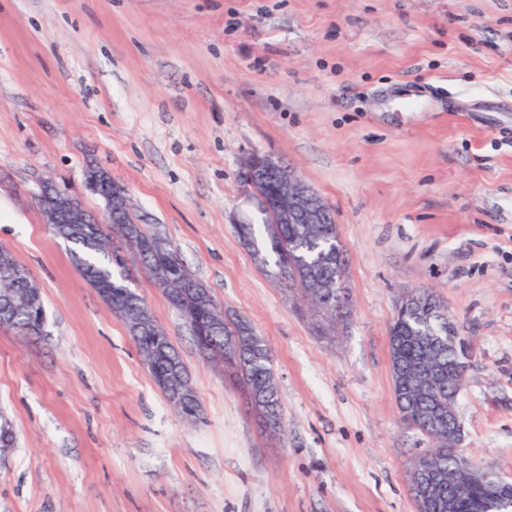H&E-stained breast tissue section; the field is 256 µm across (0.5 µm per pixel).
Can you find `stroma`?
<instances>
[{"instance_id":"obj_1","label":"stroma","mask_w":512,"mask_h":512,"mask_svg":"<svg viewBox=\"0 0 512 512\" xmlns=\"http://www.w3.org/2000/svg\"><path fill=\"white\" fill-rule=\"evenodd\" d=\"M413 83L440 105L403 110ZM251 153L332 210L350 315L327 332L238 235L261 221ZM90 164L263 337L285 435L131 255L199 417L170 406L38 205L45 179L103 215ZM0 248L46 314L40 336L0 328V512H417L429 442L396 408L388 327L418 288L469 345L458 448L512 476V0H0ZM433 454L430 448H424L415 457L413 468L410 472L413 493L422 496L424 489L432 484L442 483L446 476L430 465Z\"/></svg>"}]
</instances>
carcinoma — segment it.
I'll list each match as a JSON object with an SVG mask.
<instances>
[{
	"label": "carcinoma",
	"instance_id": "cac0c4a2",
	"mask_svg": "<svg viewBox=\"0 0 512 512\" xmlns=\"http://www.w3.org/2000/svg\"><path fill=\"white\" fill-rule=\"evenodd\" d=\"M58 235L71 237L73 255L81 275L88 281L96 278L112 288V303L131 317L145 316L154 320L144 299L123 282L114 278L112 266L125 265L114 259L102 247L89 245L71 224H60ZM123 240L134 239V248L141 265L150 273L156 285L163 288L168 303L181 318L195 319L211 308L206 288L185 268L177 251L161 232L149 231L137 224L126 212L114 215L110 224L99 226L98 237L107 241L110 235ZM238 234L243 243L252 248L253 255L262 265L274 260L279 270L281 284L291 288L301 284L308 293H317L322 299L333 297L343 308L342 316L349 314L347 298L336 283L346 279L345 260L337 226L334 220L326 224H272L262 218L260 224H240ZM190 280L187 287L200 291L198 296L173 293V281L177 274ZM15 324L21 327L24 337L39 336L43 329L30 316L19 315ZM391 341V361L394 396L401 418L414 417L424 421L439 399H448V393L458 388L448 383L447 377L431 388L419 390L415 387L419 371L430 364L448 368L456 361L457 354L439 340H448V311H435L417 325L407 316L396 315L388 329ZM143 354L154 381L165 393L168 401L178 397L175 389L166 385L172 374L188 376L186 367L163 330L131 335ZM193 340L199 351L207 356H219L224 364L235 368L238 378L247 389L254 410L263 420L281 421L280 399L277 381L272 368V356L264 339L246 320L233 322V326L217 324L208 336V342ZM435 447L438 448L435 462L443 470H452V459L448 455V425L434 432ZM486 491H471L462 503L463 512H480L481 505L488 501Z\"/></svg>",
	"mask_w": 512,
	"mask_h": 512
}]
</instances>
